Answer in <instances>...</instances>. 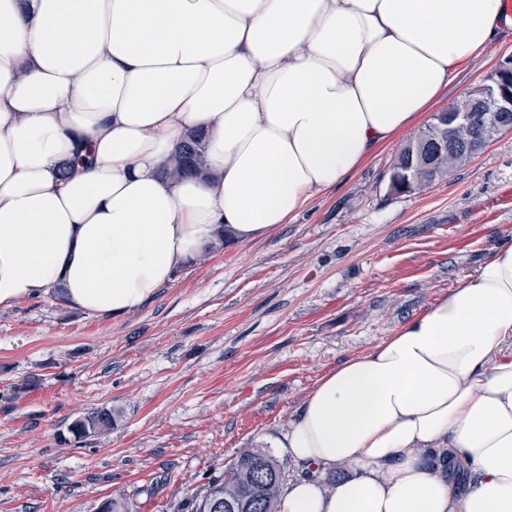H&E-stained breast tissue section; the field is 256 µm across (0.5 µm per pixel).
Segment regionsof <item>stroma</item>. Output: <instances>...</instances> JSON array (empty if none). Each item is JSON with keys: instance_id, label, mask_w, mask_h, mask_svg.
Wrapping results in <instances>:
<instances>
[{"instance_id": "stroma-1", "label": "stroma", "mask_w": 512, "mask_h": 512, "mask_svg": "<svg viewBox=\"0 0 512 512\" xmlns=\"http://www.w3.org/2000/svg\"><path fill=\"white\" fill-rule=\"evenodd\" d=\"M512 55L453 72L442 110ZM408 129L265 238L200 254L141 310L0 308V512H177L279 437L324 374L422 315L512 241V130L422 193L390 192ZM107 408L110 432L70 424Z\"/></svg>"}]
</instances>
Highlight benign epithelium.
<instances>
[{"label":"benign epithelium","instance_id":"benign-epithelium-1","mask_svg":"<svg viewBox=\"0 0 512 512\" xmlns=\"http://www.w3.org/2000/svg\"><path fill=\"white\" fill-rule=\"evenodd\" d=\"M512 114V88L497 86L493 91L479 98L472 97V91L464 92L458 98V106L451 112L443 113V121L430 136H417L408 145L410 155L422 156L430 147L437 153L452 151L458 166H465L472 160V151L479 145L494 139L496 121ZM464 126L474 132L472 143L464 151L448 142V130Z\"/></svg>","mask_w":512,"mask_h":512}]
</instances>
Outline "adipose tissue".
<instances>
[{"label": "adipose tissue", "instance_id": "obj_1", "mask_svg": "<svg viewBox=\"0 0 512 512\" xmlns=\"http://www.w3.org/2000/svg\"><path fill=\"white\" fill-rule=\"evenodd\" d=\"M510 28L503 0H0V307L142 309L342 185ZM195 130L201 172L161 176ZM509 343L510 242L318 380L279 445L324 476L278 512H512Z\"/></svg>", "mask_w": 512, "mask_h": 512}]
</instances>
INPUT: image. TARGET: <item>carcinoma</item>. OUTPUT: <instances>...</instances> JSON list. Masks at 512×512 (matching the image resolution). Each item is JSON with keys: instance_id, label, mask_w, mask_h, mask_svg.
<instances>
[{"instance_id": "1", "label": "carcinoma", "mask_w": 512, "mask_h": 512, "mask_svg": "<svg viewBox=\"0 0 512 512\" xmlns=\"http://www.w3.org/2000/svg\"><path fill=\"white\" fill-rule=\"evenodd\" d=\"M401 149L392 167L391 187L393 192L415 195L434 182L448 175L450 158L441 155L428 167L409 170ZM205 136L200 131L188 134L175 153L161 166V173L186 175L196 173L204 164ZM112 410L98 409L70 425V432L78 439L89 434L103 433L112 429ZM284 471L275 456L266 448H250L240 453L237 459L224 471V476L211 482L205 492L191 499V512H209V503L216 497L223 502H248L259 498L252 512H276V502Z\"/></svg>"}]
</instances>
